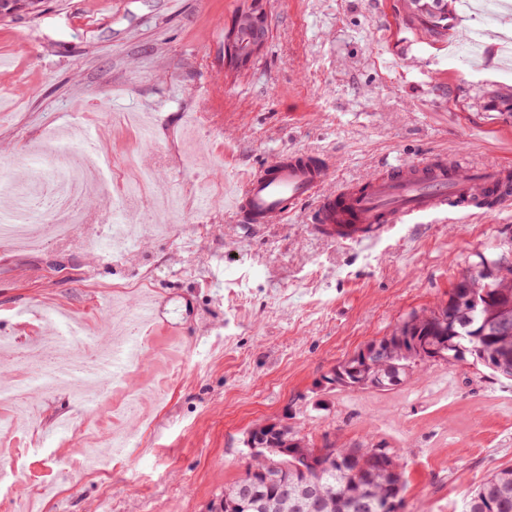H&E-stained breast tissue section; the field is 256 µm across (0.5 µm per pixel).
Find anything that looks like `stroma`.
Segmentation results:
<instances>
[{
    "mask_svg": "<svg viewBox=\"0 0 512 512\" xmlns=\"http://www.w3.org/2000/svg\"><path fill=\"white\" fill-rule=\"evenodd\" d=\"M265 14L269 38L250 67L224 63L239 10ZM445 34L410 22L403 0H44L0 19V183H39L45 131L70 130L155 173L149 192L182 197L177 233L148 229L128 202L135 258L113 264L91 240L113 222L112 191L85 201V220L41 250L0 242V327L50 332L56 306L102 341L119 298L155 290L159 323L145 362L102 400L33 395L37 430L0 444L22 466L0 512H211L243 476L246 434L277 421L314 444L365 440L400 456L403 512H461L492 472L512 467V381L464 361L431 362L388 391L330 387L336 365L411 314L448 301L480 257L512 249V208L397 224L359 242L323 237L311 206L284 220L238 223L226 183L287 150L327 158L333 186L432 155L512 164V53L497 39L512 11L485 15L452 0ZM157 389L148 414L109 420L131 394ZM76 434L58 436L59 416ZM121 431L126 453L109 450Z\"/></svg>",
    "mask_w": 512,
    "mask_h": 512,
    "instance_id": "35a3bbf8",
    "label": "stroma"
}]
</instances>
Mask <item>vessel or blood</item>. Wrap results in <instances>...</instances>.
<instances>
[{
    "label": "vessel or blood",
    "instance_id": "1",
    "mask_svg": "<svg viewBox=\"0 0 512 512\" xmlns=\"http://www.w3.org/2000/svg\"><path fill=\"white\" fill-rule=\"evenodd\" d=\"M330 164L311 154L285 152L252 173L233 198L242 223L269 224L314 202L312 221L330 240H359L378 235L393 224H414L430 216L457 211H491L512 203V168L504 165L465 166L444 157L391 166L353 186L329 189ZM155 300L136 304L126 322L134 329L156 323ZM141 341L113 338L99 351L93 370L109 383L117 365L128 363Z\"/></svg>",
    "mask_w": 512,
    "mask_h": 512
}]
</instances>
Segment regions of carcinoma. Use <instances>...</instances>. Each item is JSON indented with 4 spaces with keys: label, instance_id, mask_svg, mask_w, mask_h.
<instances>
[{
    "label": "carcinoma",
    "instance_id": "1",
    "mask_svg": "<svg viewBox=\"0 0 512 512\" xmlns=\"http://www.w3.org/2000/svg\"><path fill=\"white\" fill-rule=\"evenodd\" d=\"M41 0H18V4L10 5L3 17L9 18L18 12L37 13L40 11ZM478 290L489 296L499 298L500 303H512V295L501 292L507 277H512V268L503 273L496 265V259L480 257L471 273ZM437 339L444 337L447 361H461L466 356L472 357V364L491 368L495 360V349L485 337L481 336L480 312L466 315L459 310L454 295L448 296V303L430 312L414 313L397 326L391 334L371 344H385L388 351L384 365L360 366L357 360L348 358L340 362L336 369L347 375L350 388H374L384 367L393 369L398 382H404L420 363L411 360L403 348L393 342L394 335ZM376 446L363 444L360 452L365 460L357 468L343 473L336 472L335 461L317 471L308 474L289 473L292 481L288 483V492L279 486H268L254 471L265 467V460L281 462L284 456L266 454L262 458L249 455L245 475L232 485L224 488V497H237L240 484L253 482L260 493L259 507L253 512H310L309 501L302 495L301 489L307 485H319L327 490L328 507L325 512H357L358 498L366 493L376 499L396 498L405 490L406 481L398 457L388 448L381 449L384 456L375 455ZM499 500L512 503V467L500 469L480 482L464 499L462 512H488L490 505Z\"/></svg>",
    "mask_w": 512,
    "mask_h": 512
}]
</instances>
